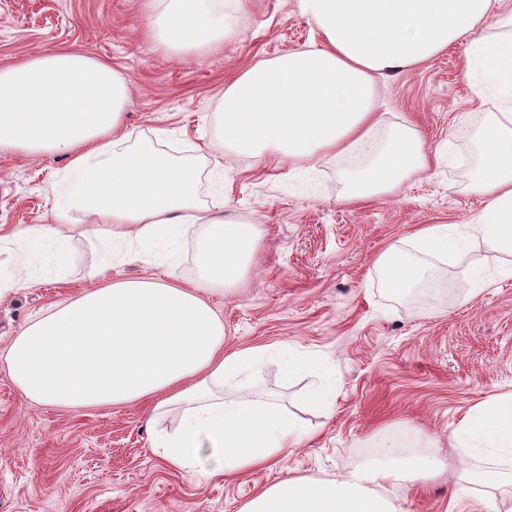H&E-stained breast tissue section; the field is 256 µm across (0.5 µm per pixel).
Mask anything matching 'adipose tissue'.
<instances>
[{
    "label": "adipose tissue",
    "instance_id": "ef3b65f1",
    "mask_svg": "<svg viewBox=\"0 0 512 512\" xmlns=\"http://www.w3.org/2000/svg\"><path fill=\"white\" fill-rule=\"evenodd\" d=\"M242 0H147V31L174 53L223 40ZM319 40L243 70L224 90V139L236 150L291 171L320 161L372 155L347 174L351 200L384 196L441 162L404 122L382 144L379 82L463 43L462 72L483 117L470 187L483 208L465 224H427L410 248L392 247L377 268L388 288L409 292L431 266L495 253L493 273L471 269L472 295L492 280L512 279V7L505 0H297ZM130 82L100 60L47 50L0 67V151L61 154L47 223L0 236L11 246L12 273L0 297L59 278L74 262L73 237L98 240L96 283L31 321L5 360L22 395L62 407H97L155 398L152 421L174 415L153 448L179 470L217 475L288 457L302 436L276 398L225 395L260 362L274 360L284 378L314 374L312 402L334 399L333 371L286 345L224 351V322L210 304L232 291L255 254V227L224 220V179L197 196V174L152 141L132 144L124 124ZM198 241L200 276L188 287L158 274L116 280L112 269L138 261L169 269L183 258L187 228ZM449 442L462 478L501 489L485 512H512V392L469 408ZM435 439L393 427L374 443L361 470L342 479L291 477L270 486L243 512H402L381 486L426 478L439 464Z\"/></svg>",
    "mask_w": 512,
    "mask_h": 512
}]
</instances>
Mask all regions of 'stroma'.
<instances>
[{
	"mask_svg": "<svg viewBox=\"0 0 512 512\" xmlns=\"http://www.w3.org/2000/svg\"><path fill=\"white\" fill-rule=\"evenodd\" d=\"M318 32L296 0H242L220 47L177 56L146 33L144 0H0V67L57 48L110 63L131 83L125 123L136 139L166 133L192 161L207 201L213 157L224 159V219L257 227L255 255L229 294L212 295L224 350L285 343L336 374L332 408L313 405L316 378L283 379L269 361L240 387L278 397L308 430L284 460L235 477L175 469L151 448V401L63 408L28 403L0 360V512H242L295 476L336 480L366 465L364 446L391 426L434 436L441 461L426 481L390 488L403 512H448L495 496L464 482L448 437L469 407L512 392V280L471 297L466 266L444 264L432 285L386 288L376 259L425 224H464L481 208L468 172L480 119L470 112L462 45L389 78L384 140L403 120L448 161L394 195L345 202L343 161L298 172L226 149L221 98L250 62L297 49ZM59 154L0 153V232L43 223ZM61 278L0 298V350L35 315L95 283L97 241L74 239Z\"/></svg>",
	"mask_w": 512,
	"mask_h": 512,
	"instance_id": "1",
	"label": "stroma"
}]
</instances>
